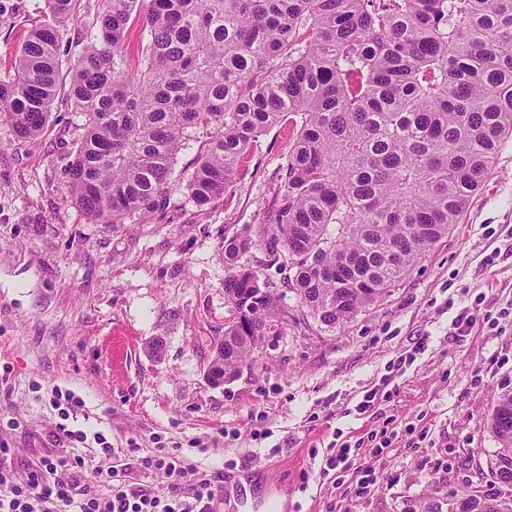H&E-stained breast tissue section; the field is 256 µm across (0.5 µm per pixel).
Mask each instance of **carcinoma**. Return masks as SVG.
Returning a JSON list of instances; mask_svg holds the SVG:
<instances>
[{
    "label": "carcinoma",
    "instance_id": "1",
    "mask_svg": "<svg viewBox=\"0 0 512 512\" xmlns=\"http://www.w3.org/2000/svg\"><path fill=\"white\" fill-rule=\"evenodd\" d=\"M47 20L0 80V119L23 139L57 94L60 31ZM149 38L136 69L127 35ZM72 68L83 116L69 167L94 224L147 223L167 204L189 133L209 135L186 189L199 207L224 195L249 147L290 114L301 124L263 228L272 261L295 269L301 307L328 329L390 295L447 236L512 141V0H101ZM253 240L224 246V329L210 370L232 378L291 320L278 288L239 264ZM499 444L482 489L455 512H512V392L490 416Z\"/></svg>",
    "mask_w": 512,
    "mask_h": 512
}]
</instances>
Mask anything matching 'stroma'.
Masks as SVG:
<instances>
[{
    "label": "stroma",
    "instance_id": "stroma-1",
    "mask_svg": "<svg viewBox=\"0 0 512 512\" xmlns=\"http://www.w3.org/2000/svg\"><path fill=\"white\" fill-rule=\"evenodd\" d=\"M98 0H73L63 31L58 94L42 133L19 138L0 120V446L16 463L56 451L59 417L52 388L70 389L84 406L70 426L103 432L111 456L102 470L127 463L131 448H179L191 488L199 474L267 469L295 488L297 512H448V495L480 485L497 443L487 427L495 398L512 389V325L496 336L454 337L459 307L482 296V312L512 303V253L494 272L481 266L494 248L484 225H512V141L467 210L391 295L329 329L302 310L281 336L266 337L224 386L204 369L232 312L224 304V240L254 239L242 257L262 279L293 277L257 240L287 163L293 127L276 126L251 145L236 180L200 208L186 182L205 144L197 134L177 158L167 206L141 224L90 223L73 205L66 170L82 116L69 99V70L83 48ZM46 0H0V80L44 19ZM428 335L424 354L395 377L397 402L363 419L344 410L378 383L399 352ZM166 350L150 359L147 343ZM431 429L425 447L410 434L390 452L380 485L367 500L343 504L319 475L336 432L357 435L388 417Z\"/></svg>",
    "mask_w": 512,
    "mask_h": 512
}]
</instances>
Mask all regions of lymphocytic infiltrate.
I'll list each match as a JSON object with an SVG mask.
<instances>
[{
	"label": "lymphocytic infiltrate",
	"instance_id": "f902f5d3",
	"mask_svg": "<svg viewBox=\"0 0 512 512\" xmlns=\"http://www.w3.org/2000/svg\"><path fill=\"white\" fill-rule=\"evenodd\" d=\"M512 317V306L498 314L481 312L478 305L458 310L448 325L452 336L473 331L497 330L501 321ZM399 439L395 429L384 427L349 436L336 442L335 452L323 458L319 474L330 480L342 498L355 502L373 493L380 474L372 462L382 459ZM6 449L0 448V512H214L217 494L213 479L204 477L184 493L179 455L166 448L138 458V468L161 477L162 493L127 480L125 471L102 473L82 457L47 454L32 465L7 463ZM108 492H101V484Z\"/></svg>",
	"mask_w": 512,
	"mask_h": 512
}]
</instances>
